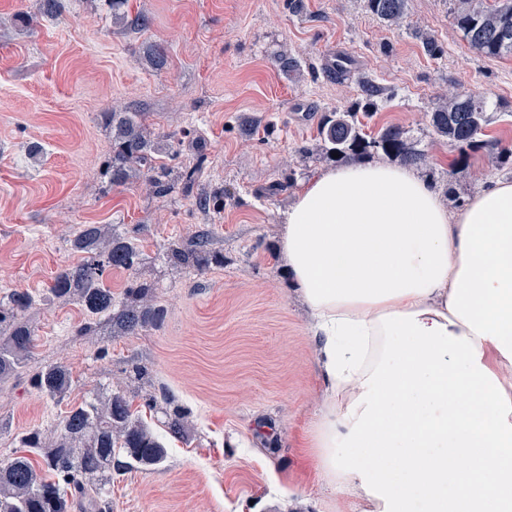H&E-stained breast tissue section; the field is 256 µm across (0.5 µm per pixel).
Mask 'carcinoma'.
Listing matches in <instances>:
<instances>
[{
    "label": "carcinoma",
    "mask_w": 512,
    "mask_h": 512,
    "mask_svg": "<svg viewBox=\"0 0 512 512\" xmlns=\"http://www.w3.org/2000/svg\"><path fill=\"white\" fill-rule=\"evenodd\" d=\"M124 0H112V18L124 28L147 25L143 17L129 18ZM369 11L390 26L399 27L407 16L408 0H367ZM454 25L463 40L487 58L512 57V0H456ZM361 100L348 109L326 113L321 120L316 148L312 151L329 161L344 162L384 156L401 163L426 169L428 154L414 148L410 131L398 125L388 126L371 136L364 132L362 119L378 108V90L363 85ZM112 153L104 165L109 185L123 187L138 183L156 195L167 193L170 170L155 165L156 156L165 152L169 135L154 133L142 112H110ZM495 112L488 98L474 93L453 91L439 100L426 114L427 127L437 139L448 141L462 154L479 148H495L481 140ZM339 158H334L333 153ZM73 251L83 259L62 268L36 298L27 291L14 290L0 298V329L8 332L0 345V379L21 368L34 345L35 331L22 316L38 302L56 299L73 301L92 314H104L112 335L126 336L162 319L152 293L153 285L139 278L142 254L131 236L121 235L102 224H85L70 240ZM171 263L187 271L200 272L211 261H220L214 248V236L208 229L186 240L168 244ZM106 267L122 268L134 278L126 297L117 303L110 289L103 287ZM45 396L61 401L72 387L70 372L51 367L35 379ZM164 421L168 433L185 439L190 434L188 413L172 398ZM21 454L0 463V512H102L105 508L112 471L134 462L143 467H159L167 458V449L159 437L134 414L127 393L113 390L74 405L60 424L51 430H32L20 438ZM122 451L126 460L116 457Z\"/></svg>",
    "instance_id": "1"
}]
</instances>
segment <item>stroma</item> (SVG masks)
Returning a JSON list of instances; mask_svg holds the SVG:
<instances>
[{
    "label": "stroma",
    "mask_w": 512,
    "mask_h": 512,
    "mask_svg": "<svg viewBox=\"0 0 512 512\" xmlns=\"http://www.w3.org/2000/svg\"><path fill=\"white\" fill-rule=\"evenodd\" d=\"M127 10L147 18L146 28L113 27L108 0H61L53 17L40 0H0V297L19 288L42 296L79 261L74 232L108 224L133 235L164 310L158 326L132 336L112 335L106 317L73 302L31 311L36 347L0 382V462L20 453L29 430L54 428L71 404L121 385L167 460L113 473L110 512H353L314 462L321 380L278 252L281 212L299 183L329 166L299 148L314 144L323 113L361 98L366 79L382 93L367 131L410 130L429 153L434 188L468 200L512 172L496 170L483 148L449 176L458 152L428 134L426 114L448 90L482 93L508 107L485 140L512 144V57L470 49L452 0H409L398 28L364 0H304L298 13L288 0H129ZM419 29L441 56L427 54ZM155 44L168 53L160 70L147 61ZM333 51L350 60L354 80L327 78ZM277 54L298 57L300 75H283ZM112 110L146 113L151 128L170 134V169L199 161L215 194L207 208L178 182L163 196L108 186L112 127L103 115ZM35 144L42 152L33 157ZM278 182L284 190L266 195ZM203 228L214 232L223 265L201 274L168 266L167 245ZM93 320L96 333L81 335ZM134 364L147 369L138 383L125 375ZM50 366L70 370L69 400L35 387ZM165 392L191 413L188 439L167 434L161 411L147 405Z\"/></svg>",
    "instance_id": "35a3bbf8"
}]
</instances>
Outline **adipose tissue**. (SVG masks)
<instances>
[{"label": "adipose tissue", "mask_w": 512, "mask_h": 512, "mask_svg": "<svg viewBox=\"0 0 512 512\" xmlns=\"http://www.w3.org/2000/svg\"><path fill=\"white\" fill-rule=\"evenodd\" d=\"M280 251L327 482L357 512H512V182L452 212L408 168L349 161L304 182Z\"/></svg>", "instance_id": "ef3b65f1"}]
</instances>
